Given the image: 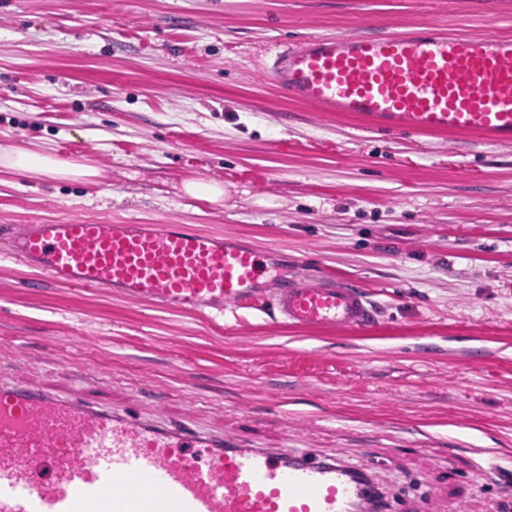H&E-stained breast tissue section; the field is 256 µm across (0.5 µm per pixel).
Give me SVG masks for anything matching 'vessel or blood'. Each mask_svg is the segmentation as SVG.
Masks as SVG:
<instances>
[{
	"label": "vessel or blood",
	"instance_id": "b4317fda",
	"mask_svg": "<svg viewBox=\"0 0 512 512\" xmlns=\"http://www.w3.org/2000/svg\"><path fill=\"white\" fill-rule=\"evenodd\" d=\"M268 78L326 112L414 136L479 133L512 144V37L443 32L314 36L277 48ZM0 243L55 284L192 312L259 295L265 258L233 235L183 224H15ZM288 324L364 331L375 316L354 284L328 277L274 289ZM363 485L333 458L246 448L193 423L0 382V512H354Z\"/></svg>",
	"mask_w": 512,
	"mask_h": 512
}]
</instances>
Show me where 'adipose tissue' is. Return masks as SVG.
I'll list each match as a JSON object with an SVG mask.
<instances>
[{
  "mask_svg": "<svg viewBox=\"0 0 512 512\" xmlns=\"http://www.w3.org/2000/svg\"><path fill=\"white\" fill-rule=\"evenodd\" d=\"M0 171H23L56 180L93 182L100 174L96 165L60 160L52 150L33 152L25 148H0Z\"/></svg>",
  "mask_w": 512,
  "mask_h": 512,
  "instance_id": "adipose-tissue-1",
  "label": "adipose tissue"
}]
</instances>
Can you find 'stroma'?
<instances>
[{"mask_svg":"<svg viewBox=\"0 0 512 512\" xmlns=\"http://www.w3.org/2000/svg\"><path fill=\"white\" fill-rule=\"evenodd\" d=\"M422 20L512 35V0H0V146L104 171L0 173V225L232 234L267 289L333 275L377 311L361 334L217 318L35 285L0 245V378L369 469L392 512L512 504V145L384 133L265 74L279 44ZM183 192L194 198L222 206L224 203V186L213 179H192L183 183Z\"/></svg>","mask_w":512,"mask_h":512,"instance_id":"obj_1","label":"stroma"}]
</instances>
